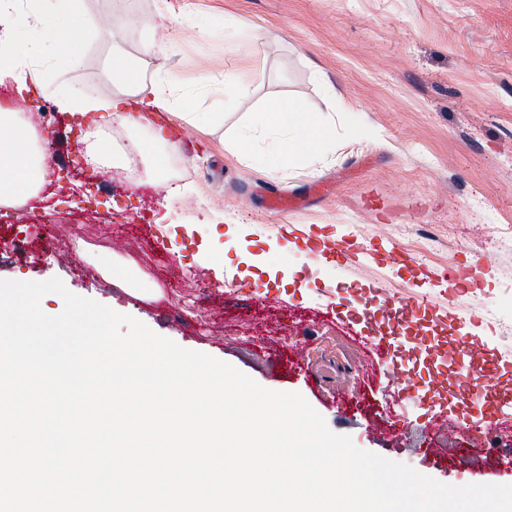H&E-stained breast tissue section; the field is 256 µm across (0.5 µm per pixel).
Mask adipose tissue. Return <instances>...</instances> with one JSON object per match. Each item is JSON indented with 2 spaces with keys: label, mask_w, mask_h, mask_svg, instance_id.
I'll list each match as a JSON object with an SVG mask.
<instances>
[{
  "label": "adipose tissue",
  "mask_w": 512,
  "mask_h": 512,
  "mask_svg": "<svg viewBox=\"0 0 512 512\" xmlns=\"http://www.w3.org/2000/svg\"><path fill=\"white\" fill-rule=\"evenodd\" d=\"M76 0H31L23 18L11 12L8 0H0V79L12 78L19 91H29L39 83L45 66L53 56L78 59L81 40L93 38L89 29L78 26L74 9ZM24 22L30 35L15 34L17 22ZM116 92L111 100L102 101L78 93L63 96L59 102L64 111L77 114L92 122L119 121L127 128L137 127L139 115L148 110H166L170 101L164 81L145 84L139 69L122 55L115 54L108 65ZM331 134L318 110L292 107L288 102L267 101L259 118L250 120L237 133L233 155L243 163L253 159L260 145L276 147L279 142L297 140L299 151L314 157L316 146ZM37 135L29 118L17 112L0 113V205H11L34 195L49 173L47 157L36 146ZM176 151L177 143L164 131H157L148 144L132 143L124 147L112 139H102L92 145L87 161L126 160L128 152L150 153L157 146Z\"/></svg>",
  "instance_id": "ef3b65f1"
}]
</instances>
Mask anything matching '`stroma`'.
Masks as SVG:
<instances>
[{"label":"stroma","instance_id":"1","mask_svg":"<svg viewBox=\"0 0 512 512\" xmlns=\"http://www.w3.org/2000/svg\"><path fill=\"white\" fill-rule=\"evenodd\" d=\"M78 11L99 31L79 61L56 60L24 100L0 81V107L27 113L51 169L23 207L0 205V236L21 219L51 228L37 249L0 250V279L60 278L263 387L302 394L332 431L442 483L512 484L508 450L423 432L439 400L414 392L389 417L387 374L336 311L353 288L384 282L402 304L430 292L414 331L448 348L455 310L470 307L482 339L472 367L501 359L496 383L512 389V0H79ZM116 53L168 82L170 110L108 128L126 139L167 127L179 147L163 176L75 165L99 130L68 127L57 102L86 87L111 98ZM236 73L246 86L223 93ZM273 98L333 125L320 163L244 165L226 150ZM308 233L375 248L335 268L286 246ZM102 254L130 288L97 270ZM448 266L461 273L451 286Z\"/></svg>","mask_w":512,"mask_h":512}]
</instances>
